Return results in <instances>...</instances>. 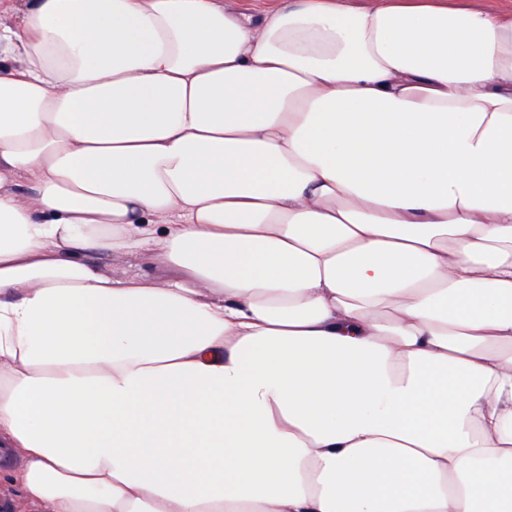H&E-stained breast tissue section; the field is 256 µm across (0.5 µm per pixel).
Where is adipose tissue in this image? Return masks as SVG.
<instances>
[{
    "label": "adipose tissue",
    "mask_w": 512,
    "mask_h": 512,
    "mask_svg": "<svg viewBox=\"0 0 512 512\" xmlns=\"http://www.w3.org/2000/svg\"><path fill=\"white\" fill-rule=\"evenodd\" d=\"M0 450L27 512H512V0H0Z\"/></svg>",
    "instance_id": "1"
}]
</instances>
